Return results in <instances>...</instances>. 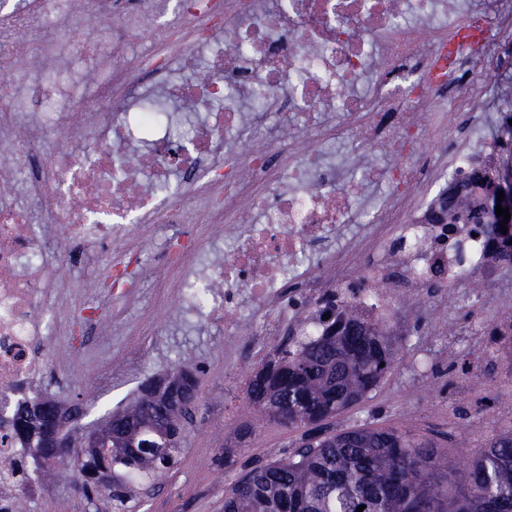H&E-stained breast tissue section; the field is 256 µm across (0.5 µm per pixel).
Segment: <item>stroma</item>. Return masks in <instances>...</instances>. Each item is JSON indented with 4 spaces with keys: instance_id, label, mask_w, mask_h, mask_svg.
Listing matches in <instances>:
<instances>
[{
    "instance_id": "1",
    "label": "stroma",
    "mask_w": 512,
    "mask_h": 512,
    "mask_svg": "<svg viewBox=\"0 0 512 512\" xmlns=\"http://www.w3.org/2000/svg\"><path fill=\"white\" fill-rule=\"evenodd\" d=\"M480 82L489 111L477 137L494 142L506 136L498 116L512 104V69L487 60ZM122 258L118 245L94 267L84 268L76 256L64 265L61 320H69L81 305L72 284L80 276L117 331L102 336L91 328L68 337L59 346L58 364L34 389L58 404L82 405L79 423L90 428L131 402L128 380H113L103 390L96 384L125 351L141 349L146 379L190 365L199 378V398L181 463L160 489L138 495L133 512H224V490L245 467L287 456L301 433L260 414L246 398L252 337L228 336L207 324L183 328L172 288L148 281L128 295L112 289V266ZM499 279L500 288L483 289L466 275L453 296L440 286L430 288L416 310L396 304L388 321L397 350L394 366L361 404L336 417L334 426L375 423L432 438L460 469L511 427L512 415L502 406L512 400V377L486 351L494 342L493 329L512 315L506 300L512 270L500 271ZM41 479L40 496L23 501L25 512H113L108 497L83 496L73 479L47 471Z\"/></svg>"
}]
</instances>
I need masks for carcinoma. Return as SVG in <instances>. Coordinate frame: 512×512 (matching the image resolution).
Masks as SVG:
<instances>
[{
    "label": "carcinoma",
    "mask_w": 512,
    "mask_h": 512,
    "mask_svg": "<svg viewBox=\"0 0 512 512\" xmlns=\"http://www.w3.org/2000/svg\"><path fill=\"white\" fill-rule=\"evenodd\" d=\"M473 185L494 195L498 176L479 172L463 188ZM448 223L481 225L499 245L501 268H512V230L502 233L494 210L451 200ZM395 359L384 330L336 309L321 336L290 338L255 364L245 380L249 402L302 434L291 455L249 468L225 490L224 512H356L360 505L363 512H512V429L472 456L458 482L448 453L428 438L372 423L329 424L375 390ZM38 402L51 419L55 400L35 392L11 421L30 449V407ZM109 422L112 447L68 456V470L86 495L104 493L115 512H131L134 485L162 478L178 462L191 410L156 402L143 388Z\"/></svg>",
    "instance_id": "obj_1"
}]
</instances>
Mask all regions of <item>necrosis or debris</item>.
Masks as SVG:
<instances>
[{
	"label": "necrosis or debris",
	"instance_id": "1",
	"mask_svg": "<svg viewBox=\"0 0 512 512\" xmlns=\"http://www.w3.org/2000/svg\"><path fill=\"white\" fill-rule=\"evenodd\" d=\"M0 0V460L25 453L3 427L48 368L61 328L55 275L70 252L97 262L135 224L171 235L156 261L179 268L187 321L279 336L284 282L307 283L301 336L320 335L328 296L380 325L404 297L467 272L497 279L496 249L474 225L434 221L449 182L494 170L495 146L467 140L483 105L461 72L484 46L448 42L474 12L462 0ZM97 19V39L73 30ZM187 29L184 50L170 33ZM142 52L117 66L130 41ZM439 105L448 123L421 113ZM266 136L237 149L234 136ZM436 137L448 166L425 169ZM356 141L403 164L363 165L342 179L326 150ZM72 140L86 141L73 151ZM24 182L25 199L14 187ZM387 186L382 220H367L344 253L334 244L365 187ZM224 192L236 232L204 272L192 263Z\"/></svg>",
	"mask_w": 512,
	"mask_h": 512
}]
</instances>
